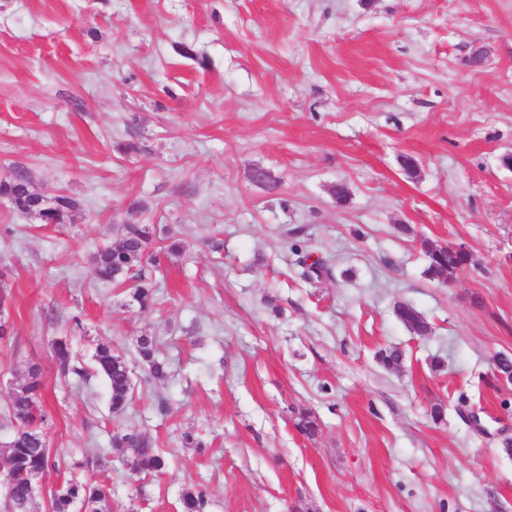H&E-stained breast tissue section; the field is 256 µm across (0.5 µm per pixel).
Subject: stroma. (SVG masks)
Instances as JSON below:
<instances>
[{
	"label": "stroma",
	"mask_w": 512,
	"mask_h": 512,
	"mask_svg": "<svg viewBox=\"0 0 512 512\" xmlns=\"http://www.w3.org/2000/svg\"><path fill=\"white\" fill-rule=\"evenodd\" d=\"M509 155L512 0H0V181L23 169L76 203L45 225L0 199V444L36 367L60 463L33 512L66 479L107 481L112 512H182L191 485L208 512H512L493 365L512 356ZM125 223L183 246L145 264L148 312L91 272ZM427 242L468 264L426 277ZM301 254L331 277L303 279ZM62 339L86 364L101 339L126 358L123 415L102 378L60 376ZM395 347L389 371L376 354ZM116 429L167 470L132 472ZM397 317L413 333L419 336L429 334V325L423 315L413 306L408 304H399L395 308ZM158 341L154 336H140L137 340V354L147 369L148 379L161 378L166 374L165 365L158 361Z\"/></svg>",
	"instance_id": "35a3bbf8"
}]
</instances>
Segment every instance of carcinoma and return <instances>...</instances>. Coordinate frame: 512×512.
Listing matches in <instances>:
<instances>
[{"label":"carcinoma","mask_w":512,"mask_h":512,"mask_svg":"<svg viewBox=\"0 0 512 512\" xmlns=\"http://www.w3.org/2000/svg\"><path fill=\"white\" fill-rule=\"evenodd\" d=\"M0 196L12 202L15 211L34 214L44 224H62L72 209L73 202L59 196L51 205L31 190L26 172L19 171L12 179L0 182ZM119 240L114 245H105L90 257L93 273L103 283H132L133 299L142 311L150 307L154 298L153 286L140 269L153 236L147 224H120L117 227ZM429 265L426 274L432 279L453 273L468 261V255L448 247L430 246L426 249ZM397 317L413 333L429 334V325L423 315L413 306L399 304L395 308ZM158 341L153 336H141L137 340V354L150 378L165 376V365L158 361ZM54 357L59 372L84 378L87 368L75 363L69 344L60 340L54 345ZM93 360V371L102 376L110 392V409L121 414L132 398L134 384L132 371L124 357L112 352V343L97 344ZM379 362L387 369L397 370L402 365V352L396 348L381 350ZM41 380L37 368H32L29 380L13 398L8 419L14 427L10 441L0 451V485L5 489V508L10 512H31L34 495L30 493L31 473L46 474L56 469L55 459L48 448L44 432L45 412L42 406ZM111 447L121 451L122 460L133 463L132 470L138 473L159 474L167 467L166 456L155 448L151 439L143 433L115 432ZM112 489L102 480L86 483L65 481L52 494L51 512H73L75 503L86 502L91 512H109ZM209 495L205 488L190 486L182 493L183 512H207Z\"/></svg>","instance_id":"carcinoma-1"}]
</instances>
